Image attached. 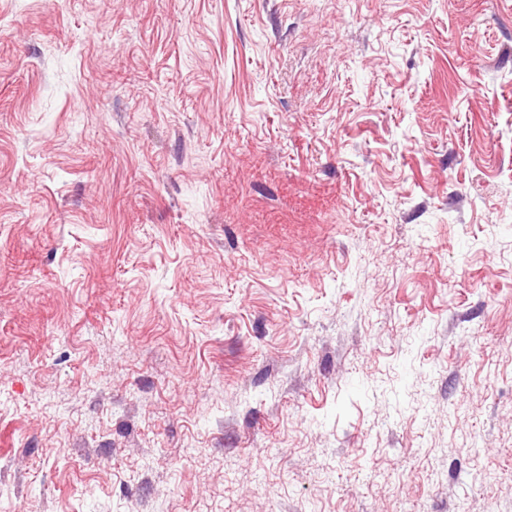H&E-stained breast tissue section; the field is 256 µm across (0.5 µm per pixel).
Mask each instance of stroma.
I'll return each instance as SVG.
<instances>
[{
  "label": "stroma",
  "mask_w": 512,
  "mask_h": 512,
  "mask_svg": "<svg viewBox=\"0 0 512 512\" xmlns=\"http://www.w3.org/2000/svg\"><path fill=\"white\" fill-rule=\"evenodd\" d=\"M0 512H512V0H0Z\"/></svg>",
  "instance_id": "35a3bbf8"
}]
</instances>
